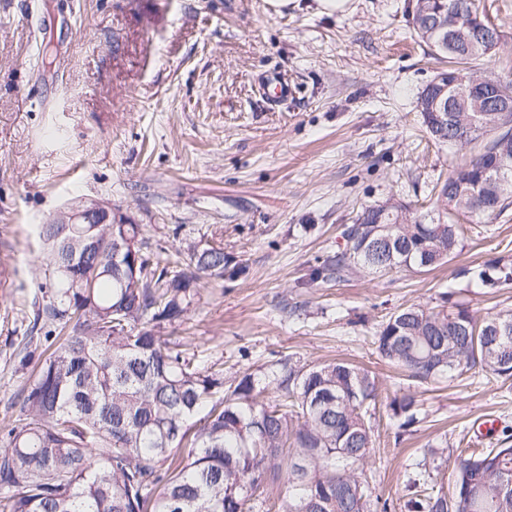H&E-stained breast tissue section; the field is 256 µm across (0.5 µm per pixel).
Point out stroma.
<instances>
[{
	"label": "stroma",
	"instance_id": "stroma-1",
	"mask_svg": "<svg viewBox=\"0 0 512 512\" xmlns=\"http://www.w3.org/2000/svg\"><path fill=\"white\" fill-rule=\"evenodd\" d=\"M409 3L349 0L329 16L316 0H0V429L30 376L19 359L44 293L37 227L93 199L143 225L150 248L220 242L238 267L167 329L186 357L228 378L285 358L376 376L371 512H406L415 476L451 492L460 451L512 436V380L419 383L373 344L412 305L512 308V285L491 293L480 279L512 259V208L435 270L304 285L362 207L393 200L423 217L438 176L471 154L422 124L435 64ZM480 6L501 33L484 68L512 81V0ZM265 77L287 79L286 101L258 92ZM402 394L421 402L405 431L389 408Z\"/></svg>",
	"mask_w": 512,
	"mask_h": 512
}]
</instances>
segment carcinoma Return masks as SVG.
I'll list each match as a JSON object with an SVG mask.
<instances>
[{
  "label": "carcinoma",
  "instance_id": "carcinoma-1",
  "mask_svg": "<svg viewBox=\"0 0 512 512\" xmlns=\"http://www.w3.org/2000/svg\"><path fill=\"white\" fill-rule=\"evenodd\" d=\"M470 32L457 36L435 19L458 13ZM414 34L453 74L490 54L481 39L499 35L477 0H415ZM478 100L469 88L429 82L419 92L429 113L448 111L450 148L480 142L469 162L448 174L436 197L490 223L512 207V82L486 72ZM500 164L501 183L482 181ZM466 227L437 213L424 223L390 204L386 215L362 208L342 232L345 249L311 269L308 288L357 269L427 271L447 263ZM49 250L50 296L39 368L22 391L20 413L0 434V512H259L268 473L286 487L283 512H369L362 476L372 448L371 409L378 384L345 361L309 368L283 362L272 372L278 399L251 373L230 384L224 372L196 364L161 336L200 299L201 284L222 281L224 247L191 244L186 258L153 257L141 224H41ZM512 285V261L482 278ZM376 351L407 376L427 381L473 368L512 378V310L482 318L456 304L410 306L375 334ZM399 427L417 422L418 403L390 402ZM408 512H512V445L458 455L453 489L413 494Z\"/></svg>",
  "mask_w": 512,
  "mask_h": 512
}]
</instances>
